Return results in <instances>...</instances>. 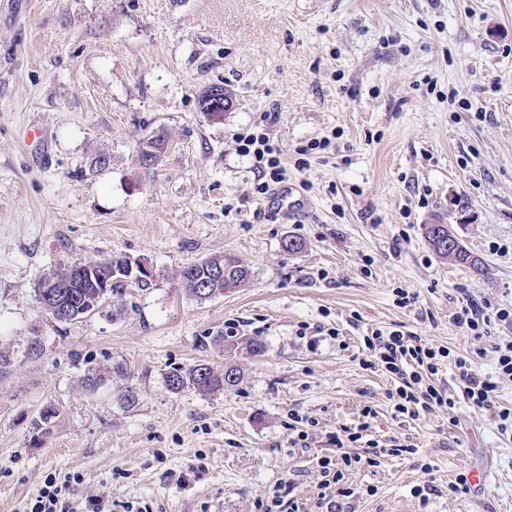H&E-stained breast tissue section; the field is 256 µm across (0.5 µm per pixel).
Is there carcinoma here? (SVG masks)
<instances>
[{"mask_svg": "<svg viewBox=\"0 0 512 512\" xmlns=\"http://www.w3.org/2000/svg\"><path fill=\"white\" fill-rule=\"evenodd\" d=\"M425 236L433 251L440 257L479 271V260L474 258L451 228L428 224ZM126 257L113 255L84 263H75L45 275L35 288V293L49 313H58L56 321L71 323L101 305L102 299L121 300L128 294L122 276L126 275ZM224 269V276L214 278L211 271ZM251 277L249 265L233 254L212 255L188 264L181 270L184 288L193 296L211 299L227 290L238 288ZM207 282L210 292L201 295L199 285ZM242 376L236 366L222 369L208 363H199L181 371L175 370L166 378L168 390L178 392L190 386L203 396H209L237 387Z\"/></svg>", "mask_w": 512, "mask_h": 512, "instance_id": "obj_1", "label": "carcinoma"}]
</instances>
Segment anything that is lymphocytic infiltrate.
I'll return each instance as SVG.
<instances>
[{"label":"lymphocytic infiltrate","instance_id":"1","mask_svg":"<svg viewBox=\"0 0 512 512\" xmlns=\"http://www.w3.org/2000/svg\"><path fill=\"white\" fill-rule=\"evenodd\" d=\"M235 142L243 155L252 157L258 173L254 191L266 195L273 185L283 183L288 178L287 170L281 164L265 124H257L246 132L237 134ZM367 350V367L379 366L397 376L398 386L391 390L389 397L396 413L413 415L419 410L435 406H454L453 398L447 397L432 382L431 377L438 373L442 365H449L455 381L459 384L463 397L469 406L476 410L491 405L498 388V377H512V342L497 345L494 374L480 373L473 356L450 353L447 349L434 346L419 336L401 331L389 334H375L364 341ZM362 432L348 433L347 436L333 435L332 443L340 448L339 459L321 458V487L325 497L349 496V489L343 488L344 467L352 466L354 459L345 454L346 443L360 441ZM78 475H70L64 482L48 477L38 496L32 499L26 512H106L104 504L97 500H79L67 497L66 488L78 482Z\"/></svg>","mask_w":512,"mask_h":512}]
</instances>
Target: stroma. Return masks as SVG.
<instances>
[{
	"mask_svg": "<svg viewBox=\"0 0 512 512\" xmlns=\"http://www.w3.org/2000/svg\"><path fill=\"white\" fill-rule=\"evenodd\" d=\"M214 84L232 99L219 121L199 106ZM266 112L310 201L289 219L270 220L235 143ZM32 125L49 132V158L25 143ZM154 135L164 147L146 168ZM324 138L330 149H313ZM440 222L481 271L433 252L424 227ZM288 236L300 250H283ZM224 253L250 280L195 299L179 271ZM117 254L152 267L153 287L69 324L38 301L49 270ZM467 305L512 308V0H0V351L13 360L0 512H25L50 473L80 475L74 496L111 512H265L280 488L326 512L317 461L336 454L330 434L364 422L407 452L348 469L354 494L336 512H505L512 431L497 412L512 409V377L475 410L441 369L455 409L398 417L390 374L363 364L365 336L400 330L494 372L512 323L473 339L454 321ZM230 328L234 345L212 344ZM116 362L127 377L85 386ZM202 362L234 364L241 383L168 390L169 373ZM47 404L59 415L40 435ZM474 466L488 481L449 494Z\"/></svg>",
	"mask_w": 512,
	"mask_h": 512,
	"instance_id": "obj_1",
	"label": "stroma"
}]
</instances>
